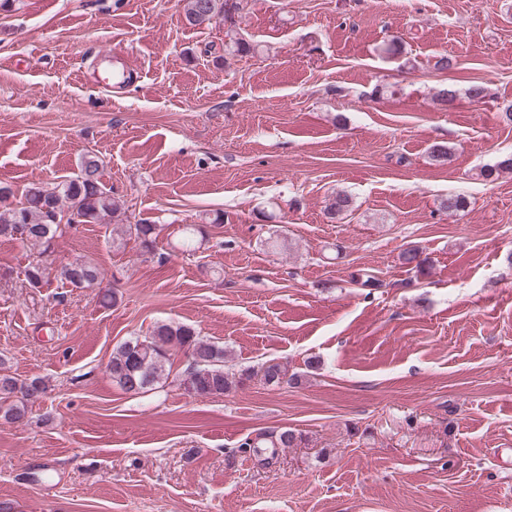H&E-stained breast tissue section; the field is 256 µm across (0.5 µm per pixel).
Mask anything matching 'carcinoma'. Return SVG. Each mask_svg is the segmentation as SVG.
Instances as JSON below:
<instances>
[{
    "mask_svg": "<svg viewBox=\"0 0 512 512\" xmlns=\"http://www.w3.org/2000/svg\"><path fill=\"white\" fill-rule=\"evenodd\" d=\"M183 11L189 24L200 26L211 23L226 10H236L239 3L229 0H182ZM352 198L346 193L336 194L326 207L328 218L334 219L351 211ZM121 207L101 181L99 159L83 158L79 173L53 187L33 183L25 187L19 200L0 206V238L14 239L22 228L26 235L20 241L41 248L45 255L62 223L107 224L120 216ZM143 251L153 250L155 225L130 224ZM60 280L74 288H91L99 284L101 272L90 261L76 259L56 270ZM46 275L43 262L27 266L25 278L30 286L39 285ZM182 350L190 355V371L181 386L194 396L219 395L227 392L232 381L224 372V348L201 338L194 328L184 324H161L155 327L151 339L138 338L121 344L112 353L109 370L113 382L124 392L140 394L169 376L167 364L170 352ZM268 386L286 381L285 367L268 363L256 371ZM46 382L39 378L19 381L13 376L0 374V413L8 420L20 421L28 413L29 405L40 400L47 392ZM297 441L296 434L281 429L261 434L257 439L243 443L245 448H257L263 442L273 448H288Z\"/></svg>",
    "mask_w": 512,
    "mask_h": 512,
    "instance_id": "cac0c4a2",
    "label": "carcinoma"
}]
</instances>
